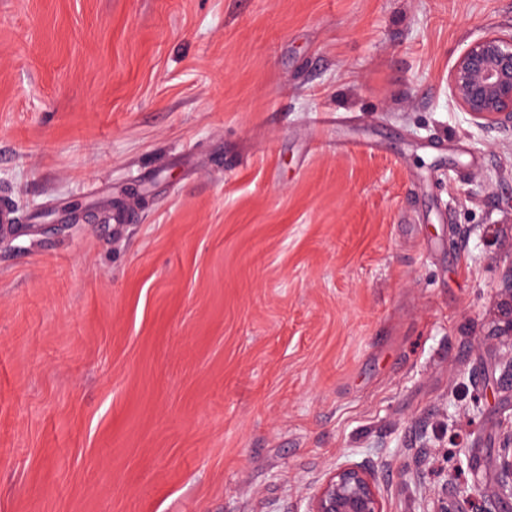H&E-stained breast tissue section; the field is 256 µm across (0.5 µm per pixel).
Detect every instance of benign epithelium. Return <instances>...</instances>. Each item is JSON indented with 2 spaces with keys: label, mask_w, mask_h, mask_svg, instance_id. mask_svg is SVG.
I'll return each instance as SVG.
<instances>
[{
  "label": "benign epithelium",
  "mask_w": 512,
  "mask_h": 512,
  "mask_svg": "<svg viewBox=\"0 0 512 512\" xmlns=\"http://www.w3.org/2000/svg\"><path fill=\"white\" fill-rule=\"evenodd\" d=\"M451 101L469 116L470 122L512 139V25L502 31H490L471 42L458 56L448 72ZM31 231L29 224L0 226V247ZM506 275L502 282L508 296L509 312L497 328L500 337L502 375L512 380V243ZM466 466L481 492L483 512H505L512 504V425L502 430L499 446L492 461L493 486L483 490L484 474L470 453L457 458ZM419 512H469L470 497L452 484H445L431 497H421ZM295 512H387L379 481L371 463L343 461L330 468L322 481L305 498L304 509Z\"/></svg>",
  "instance_id": "benign-epithelium-1"
}]
</instances>
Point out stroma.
Returning <instances> with one entry per match:
<instances>
[{
	"label": "stroma",
	"instance_id": "1",
	"mask_svg": "<svg viewBox=\"0 0 512 512\" xmlns=\"http://www.w3.org/2000/svg\"><path fill=\"white\" fill-rule=\"evenodd\" d=\"M512 0H0V512L481 493L512 143L448 72ZM357 141L360 152L341 149ZM481 412H470L474 397ZM431 448L411 445L416 427ZM13 222V212L7 206L1 207L0 203V225L10 224L0 226V247L10 245L12 240L19 236L26 235L33 227L30 224H13ZM294 512H388L371 463L343 461L330 468Z\"/></svg>",
	"mask_w": 512,
	"mask_h": 512
}]
</instances>
